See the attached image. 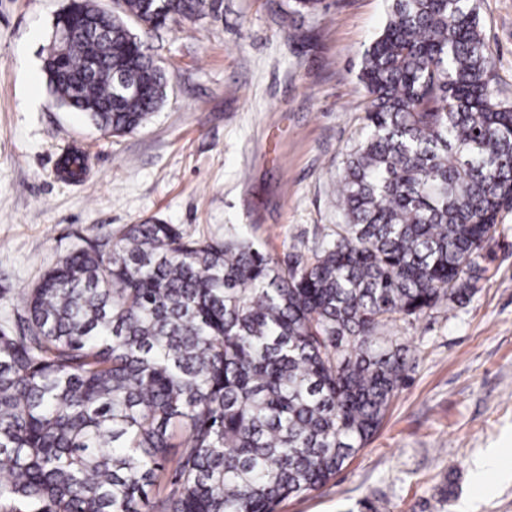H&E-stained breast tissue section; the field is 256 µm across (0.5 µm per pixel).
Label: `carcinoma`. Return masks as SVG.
<instances>
[{
	"instance_id": "carcinoma-1",
	"label": "carcinoma",
	"mask_w": 512,
	"mask_h": 512,
	"mask_svg": "<svg viewBox=\"0 0 512 512\" xmlns=\"http://www.w3.org/2000/svg\"><path fill=\"white\" fill-rule=\"evenodd\" d=\"M207 0L68 5L53 101L120 137L170 76L135 33ZM476 0H388L365 50L345 223L303 262L148 219L61 256L0 326V512H276L369 444L414 350L396 330L477 292L512 209V105ZM88 166L78 150L59 169Z\"/></svg>"
}]
</instances>
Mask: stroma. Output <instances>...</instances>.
I'll use <instances>...</instances> for the list:
<instances>
[{
  "label": "stroma",
  "mask_w": 512,
  "mask_h": 512,
  "mask_svg": "<svg viewBox=\"0 0 512 512\" xmlns=\"http://www.w3.org/2000/svg\"><path fill=\"white\" fill-rule=\"evenodd\" d=\"M68 0H0V324L68 249L155 217L195 236L242 233L273 261H306L342 223L337 181L363 128L362 55L386 0H221L196 20L139 29L172 89L147 124L102 134L50 97L44 61ZM512 104V0H478ZM89 157L82 182L57 170ZM455 315L404 324L412 369L373 440L328 485L279 512H512V210Z\"/></svg>",
  "instance_id": "35a3bbf8"
}]
</instances>
